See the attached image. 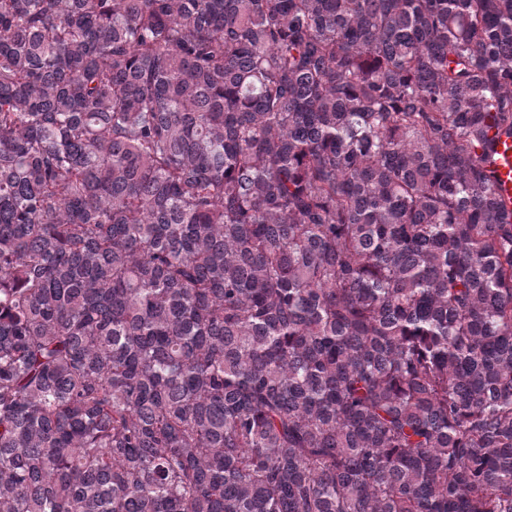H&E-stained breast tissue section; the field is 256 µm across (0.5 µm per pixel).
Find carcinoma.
Listing matches in <instances>:
<instances>
[{
  "instance_id": "obj_1",
  "label": "carcinoma",
  "mask_w": 512,
  "mask_h": 512,
  "mask_svg": "<svg viewBox=\"0 0 512 512\" xmlns=\"http://www.w3.org/2000/svg\"><path fill=\"white\" fill-rule=\"evenodd\" d=\"M512 0H0V512H512ZM484 156L485 166L495 182L498 200L512 218V136L497 137Z\"/></svg>"
}]
</instances>
